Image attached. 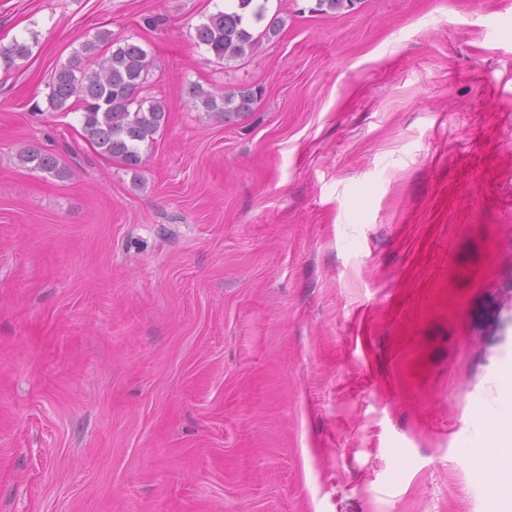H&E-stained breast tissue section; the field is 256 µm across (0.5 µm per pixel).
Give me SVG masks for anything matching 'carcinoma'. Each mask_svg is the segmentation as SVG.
<instances>
[{"label": "carcinoma", "mask_w": 512, "mask_h": 512, "mask_svg": "<svg viewBox=\"0 0 512 512\" xmlns=\"http://www.w3.org/2000/svg\"><path fill=\"white\" fill-rule=\"evenodd\" d=\"M267 2L225 0L224 9L195 28L196 42L224 62L249 55L261 39L279 33L281 21L275 18L257 31L266 19ZM30 54L29 44L20 41L0 49L8 69ZM151 65L148 51L139 42L100 31L55 69L49 106L56 112H81L82 136L100 154L136 172L144 163V150L153 145L168 119L164 103L147 93ZM187 95L197 110L222 122L247 116L258 101V92L247 87L219 94L190 84ZM19 160L55 177L64 174L57 157L35 145L24 148Z\"/></svg>", "instance_id": "cac0c4a2"}]
</instances>
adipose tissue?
Segmentation results:
<instances>
[{
    "label": "adipose tissue",
    "mask_w": 512,
    "mask_h": 512,
    "mask_svg": "<svg viewBox=\"0 0 512 512\" xmlns=\"http://www.w3.org/2000/svg\"><path fill=\"white\" fill-rule=\"evenodd\" d=\"M475 423L483 434L472 443L467 461L474 474L491 485L490 512H512V482L502 470L504 461L512 458V401L490 412L479 410Z\"/></svg>",
    "instance_id": "adipose-tissue-1"
}]
</instances>
